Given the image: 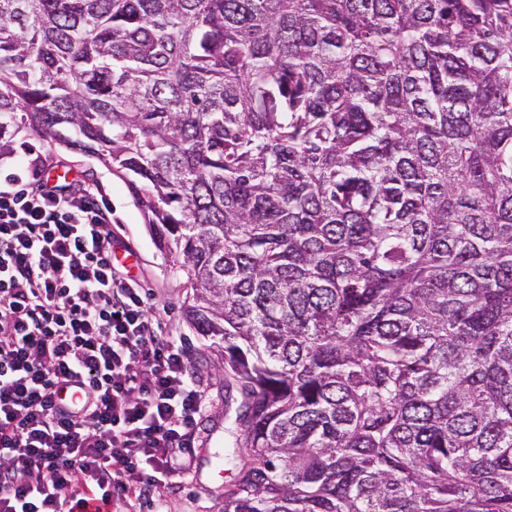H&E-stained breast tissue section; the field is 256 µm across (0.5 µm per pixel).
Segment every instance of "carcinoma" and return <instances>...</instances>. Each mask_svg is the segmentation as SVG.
I'll list each match as a JSON object with an SVG mask.
<instances>
[{
  "instance_id": "1",
  "label": "carcinoma",
  "mask_w": 512,
  "mask_h": 512,
  "mask_svg": "<svg viewBox=\"0 0 512 512\" xmlns=\"http://www.w3.org/2000/svg\"><path fill=\"white\" fill-rule=\"evenodd\" d=\"M22 133L191 289L224 512H512V0H0Z\"/></svg>"
}]
</instances>
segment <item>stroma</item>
<instances>
[{"label":"stroma","instance_id":"1","mask_svg":"<svg viewBox=\"0 0 512 512\" xmlns=\"http://www.w3.org/2000/svg\"><path fill=\"white\" fill-rule=\"evenodd\" d=\"M33 152L64 179H85L98 184L112 209L116 263L139 280L148 305L164 310L166 327L181 337L187 365L201 378L209 402V410L198 426V442L192 451L194 466L189 476L171 488L143 498L136 506L137 512H224V487L230 475L210 470L204 464L208 452L230 441L225 430L224 365L208 341L196 336L185 320L183 309L189 290L184 279L171 270L121 178L98 159L59 146L37 142Z\"/></svg>","mask_w":512,"mask_h":512}]
</instances>
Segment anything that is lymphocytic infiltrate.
<instances>
[{
    "label": "lymphocytic infiltrate",
    "instance_id": "1",
    "mask_svg": "<svg viewBox=\"0 0 512 512\" xmlns=\"http://www.w3.org/2000/svg\"><path fill=\"white\" fill-rule=\"evenodd\" d=\"M97 184H0V512H129L191 471L203 392L112 262Z\"/></svg>",
    "mask_w": 512,
    "mask_h": 512
}]
</instances>
